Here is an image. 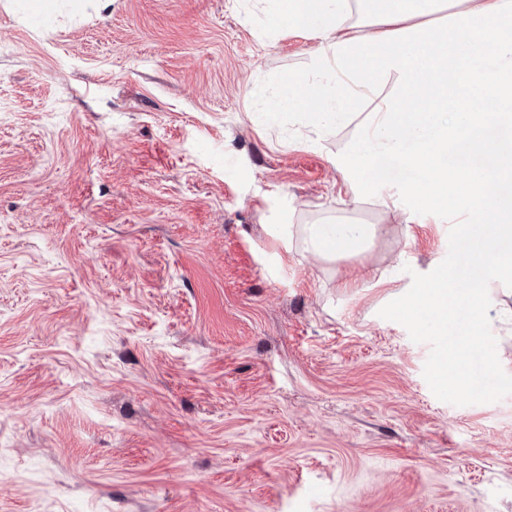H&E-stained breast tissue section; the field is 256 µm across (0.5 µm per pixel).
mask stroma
<instances>
[{
    "mask_svg": "<svg viewBox=\"0 0 512 512\" xmlns=\"http://www.w3.org/2000/svg\"><path fill=\"white\" fill-rule=\"evenodd\" d=\"M262 17L0 0V512H512V395L438 400L379 315L450 221L353 197L355 126L267 123L313 44ZM325 221L376 235L317 260L268 230Z\"/></svg>",
    "mask_w": 512,
    "mask_h": 512,
    "instance_id": "stroma-1",
    "label": "stroma"
}]
</instances>
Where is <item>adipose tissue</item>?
<instances>
[{"label":"adipose tissue","instance_id":"obj_1","mask_svg":"<svg viewBox=\"0 0 512 512\" xmlns=\"http://www.w3.org/2000/svg\"><path fill=\"white\" fill-rule=\"evenodd\" d=\"M267 30L315 41L317 90L283 77L270 111L305 112L341 128L358 123L362 162L388 156L424 174L412 192L471 216L461 239L473 259L512 278V207L491 190L512 179V146L475 139L489 119L512 123V0H266ZM368 103L364 117L346 102ZM315 258L357 255L367 224H303Z\"/></svg>","mask_w":512,"mask_h":512}]
</instances>
